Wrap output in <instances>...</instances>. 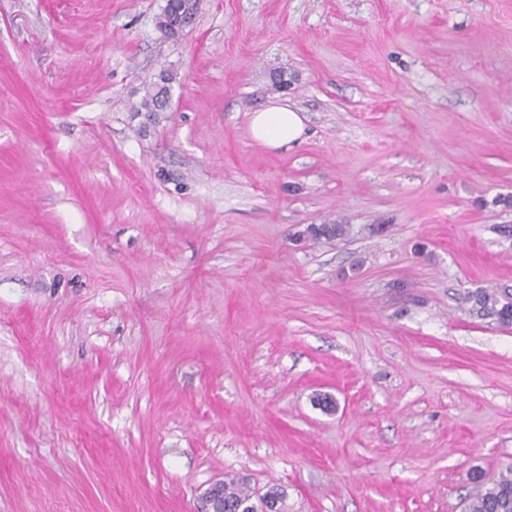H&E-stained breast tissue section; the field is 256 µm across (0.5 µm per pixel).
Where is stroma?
I'll use <instances>...</instances> for the list:
<instances>
[{"mask_svg": "<svg viewBox=\"0 0 512 512\" xmlns=\"http://www.w3.org/2000/svg\"><path fill=\"white\" fill-rule=\"evenodd\" d=\"M165 3L0 0V512H465L512 464L464 301L512 288V0ZM158 85L159 83L155 81V77L152 81L150 79L149 83L146 84V90L144 91V95L142 96L139 104L133 108L134 112H137L138 115L144 114L148 120H153L154 122L157 119L158 112H163L164 110L160 104L161 90ZM161 88V99L165 107L169 100L170 88L166 81L161 82ZM250 132L253 139L265 147L287 149L303 140L306 125L299 112L277 102L251 113ZM349 224H309L303 231L312 242L320 240H344L352 234ZM222 482L224 484V507L223 503L219 505V509H221L222 512H232V509L240 508V506H243L242 509L251 507L255 501L263 499L266 496V493H264L262 496L254 499L253 494L248 489L243 478L227 477L223 481L213 484L204 494V505L201 512H220L216 511L213 505L219 498Z\"/></svg>", "mask_w": 512, "mask_h": 512, "instance_id": "1", "label": "stroma"}]
</instances>
